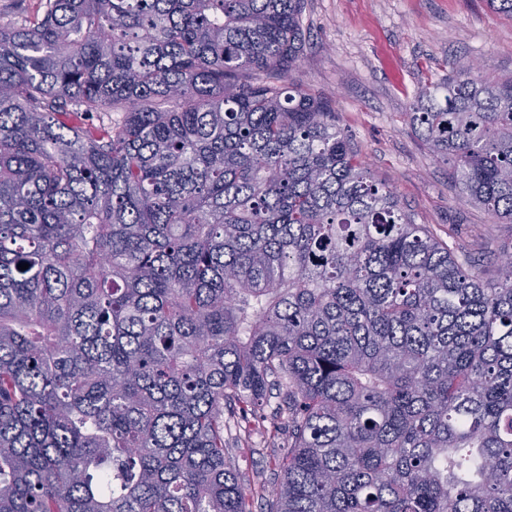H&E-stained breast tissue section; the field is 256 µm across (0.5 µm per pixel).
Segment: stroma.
Instances as JSON below:
<instances>
[{
  "instance_id": "obj_1",
  "label": "stroma",
  "mask_w": 512,
  "mask_h": 512,
  "mask_svg": "<svg viewBox=\"0 0 512 512\" xmlns=\"http://www.w3.org/2000/svg\"><path fill=\"white\" fill-rule=\"evenodd\" d=\"M304 59L289 78L336 100L339 125L360 159L398 197L416 223L430 225L450 248L466 245L486 270L512 250V224L495 225L481 248L486 213L460 195L447 165L435 160L409 123L421 87L445 78L459 57L475 59L491 75H512V17L487 0H307ZM237 429L225 437L245 482L275 489L273 458L287 431L254 428L249 442Z\"/></svg>"
}]
</instances>
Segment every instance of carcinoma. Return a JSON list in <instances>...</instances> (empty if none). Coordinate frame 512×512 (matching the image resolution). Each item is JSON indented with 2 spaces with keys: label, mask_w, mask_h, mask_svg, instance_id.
<instances>
[{
  "label": "carcinoma",
  "mask_w": 512,
  "mask_h": 512,
  "mask_svg": "<svg viewBox=\"0 0 512 512\" xmlns=\"http://www.w3.org/2000/svg\"><path fill=\"white\" fill-rule=\"evenodd\" d=\"M306 5L0 23V512H512V252L439 242L289 80ZM408 117L512 224V77L456 60ZM275 389L266 500L224 404ZM238 428L231 420V429L224 432L229 441L231 453L236 457L239 469L244 476V483L252 486L264 482L268 490L275 489L281 482V475L274 467L273 456L279 455L282 448L288 446V432L279 431L277 436L267 431L266 428L252 427L251 437L248 443L237 442ZM275 447V448H273Z\"/></svg>",
  "instance_id": "obj_1"
}]
</instances>
